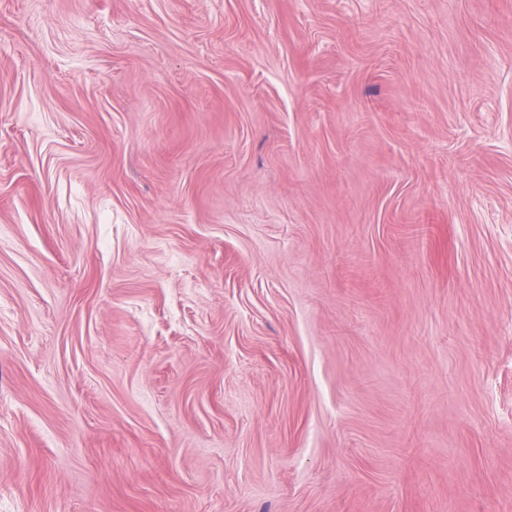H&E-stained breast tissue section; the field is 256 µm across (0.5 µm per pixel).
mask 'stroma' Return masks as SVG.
<instances>
[{
  "label": "stroma",
  "mask_w": 512,
  "mask_h": 512,
  "mask_svg": "<svg viewBox=\"0 0 512 512\" xmlns=\"http://www.w3.org/2000/svg\"><path fill=\"white\" fill-rule=\"evenodd\" d=\"M0 512H512V0H0Z\"/></svg>",
  "instance_id": "35a3bbf8"
}]
</instances>
